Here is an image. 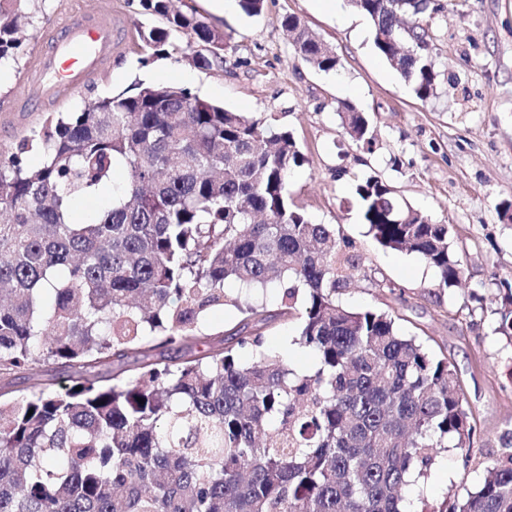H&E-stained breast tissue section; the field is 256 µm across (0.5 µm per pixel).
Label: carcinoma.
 <instances>
[{
    "instance_id": "obj_1",
    "label": "carcinoma",
    "mask_w": 512,
    "mask_h": 512,
    "mask_svg": "<svg viewBox=\"0 0 512 512\" xmlns=\"http://www.w3.org/2000/svg\"><path fill=\"white\" fill-rule=\"evenodd\" d=\"M31 2L0 0V62L22 54ZM353 2L383 60L430 98L422 18L438 8ZM139 7L167 21L138 26L153 53L178 33L195 63L224 66L216 23L171 0ZM282 28L306 63L336 70L334 49L297 17ZM336 112L372 151L367 116L350 102ZM304 163L287 129L176 84L50 113L0 151V374L53 361L68 375L58 390L0 391V512H403L413 470L426 474L450 442L470 450L479 431L454 365L389 314L336 301L360 256L295 206L290 174ZM105 189L95 217L76 216L75 200ZM355 192L379 245L421 257L442 288L461 284L448 225L401 204L376 176ZM228 281L290 286L273 314L227 294ZM498 290L495 331L512 341V283ZM226 306L244 318L220 345L199 324ZM278 316L299 320L313 373L265 349L262 329ZM131 355L129 375L112 372ZM421 512H512V432L475 491Z\"/></svg>"
}]
</instances>
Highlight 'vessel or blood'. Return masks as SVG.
<instances>
[{
  "label": "vessel or blood",
  "instance_id": "1",
  "mask_svg": "<svg viewBox=\"0 0 512 512\" xmlns=\"http://www.w3.org/2000/svg\"><path fill=\"white\" fill-rule=\"evenodd\" d=\"M43 43L37 73L48 100L91 78L121 46L111 14L81 9L71 11L61 25L48 30Z\"/></svg>",
  "mask_w": 512,
  "mask_h": 512
}]
</instances>
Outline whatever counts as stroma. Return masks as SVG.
Segmentation results:
<instances>
[{
	"label": "stroma",
	"mask_w": 512,
	"mask_h": 512,
	"mask_svg": "<svg viewBox=\"0 0 512 512\" xmlns=\"http://www.w3.org/2000/svg\"><path fill=\"white\" fill-rule=\"evenodd\" d=\"M229 36L224 65L202 69L190 62L183 35L171 37L166 55L155 57L137 33L138 24L164 26L143 16L138 0H37L40 17L28 32L18 62L0 65V147L38 128L47 111L80 110L88 97L134 93L163 83L172 68L200 98L290 130L306 161L291 177V192L316 224L335 225L353 240L361 271L337 301L353 310L375 308L392 315L401 330L457 371L480 436L469 452L439 451L425 476L403 490L405 512H420L446 497H466L483 481L512 431V344L496 334L497 284L512 281V221L500 204L512 200V0H438L428 17L436 93L418 99L379 56L369 20L350 0H266L260 15L240 9L216 13L212 0H184ZM90 7L121 16L126 46L87 84L48 107L30 75L42 34L70 9ZM297 16L330 44L336 71L305 63L283 32L284 16ZM368 117L372 153L360 151L340 127L338 102ZM375 175L397 198L438 224L451 227L454 252L464 267L461 285L443 288L437 270L419 257L379 246L363 224L354 185ZM392 282L382 288L381 280ZM298 322L275 323L265 346L292 368L310 372L312 353L296 342Z\"/></svg>",
	"instance_id": "stroma-1"
}]
</instances>
